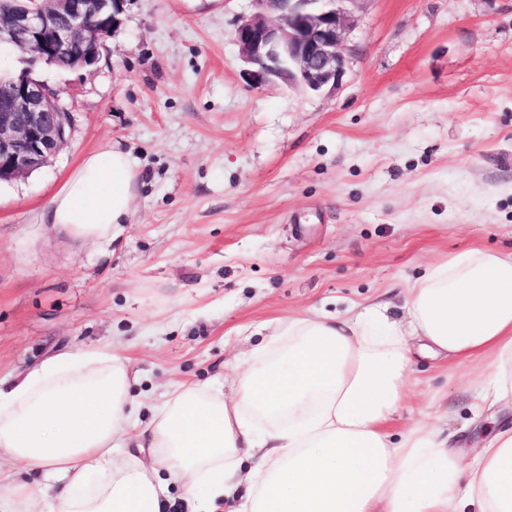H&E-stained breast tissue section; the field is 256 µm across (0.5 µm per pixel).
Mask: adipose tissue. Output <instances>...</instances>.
I'll list each match as a JSON object with an SVG mask.
<instances>
[{
    "label": "adipose tissue",
    "instance_id": "adipose-tissue-1",
    "mask_svg": "<svg viewBox=\"0 0 512 512\" xmlns=\"http://www.w3.org/2000/svg\"><path fill=\"white\" fill-rule=\"evenodd\" d=\"M137 181L127 152L101 147L45 221L84 244L113 240ZM405 307L402 320L372 303L268 326L229 400L193 382L146 407L127 358L48 356L0 387V452L44 477L0 476V512H512V427L453 445L428 423L389 431L416 352L488 368L473 416L512 402V252L450 255Z\"/></svg>",
    "mask_w": 512,
    "mask_h": 512
}]
</instances>
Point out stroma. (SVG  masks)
I'll return each mask as SVG.
<instances>
[{
  "label": "stroma",
  "mask_w": 512,
  "mask_h": 512,
  "mask_svg": "<svg viewBox=\"0 0 512 512\" xmlns=\"http://www.w3.org/2000/svg\"><path fill=\"white\" fill-rule=\"evenodd\" d=\"M333 93L255 88L233 41L254 0H126L93 67L37 77L68 143L0 183V381L108 345L146 402L180 382L232 396L262 326L378 299L396 319L429 264L512 251V0H355ZM118 145L140 180L115 241L80 245L43 211L82 157ZM481 366L415 358L391 423L450 439Z\"/></svg>",
  "instance_id": "stroma-1"
}]
</instances>
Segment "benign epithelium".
I'll return each mask as SVG.
<instances>
[{"label": "benign epithelium", "instance_id": "7a95c632", "mask_svg": "<svg viewBox=\"0 0 512 512\" xmlns=\"http://www.w3.org/2000/svg\"><path fill=\"white\" fill-rule=\"evenodd\" d=\"M126 0H0V46L39 62L92 67L111 53L108 40ZM234 42L250 84L277 81L309 92L336 91L347 73V4L355 0H255ZM71 117L59 93L27 73L0 87V182L40 169L65 145Z\"/></svg>", "mask_w": 512, "mask_h": 512}]
</instances>
